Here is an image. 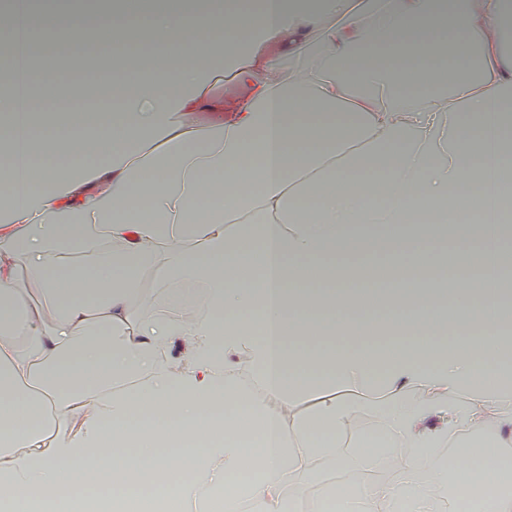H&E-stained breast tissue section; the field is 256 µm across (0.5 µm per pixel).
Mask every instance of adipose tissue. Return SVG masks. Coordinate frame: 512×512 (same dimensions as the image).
I'll return each instance as SVG.
<instances>
[{
    "label": "adipose tissue",
    "instance_id": "obj_1",
    "mask_svg": "<svg viewBox=\"0 0 512 512\" xmlns=\"http://www.w3.org/2000/svg\"><path fill=\"white\" fill-rule=\"evenodd\" d=\"M119 15L179 39L181 65L137 54L91 108H31L30 83L58 97L54 65L0 95V500L298 512L347 439L396 478L329 483L318 512H441L452 478L512 512V0ZM90 32L115 34L14 11L7 40ZM486 193L492 223L448 224ZM367 393L382 426L361 431ZM67 480L85 493L64 508Z\"/></svg>",
    "mask_w": 512,
    "mask_h": 512
}]
</instances>
